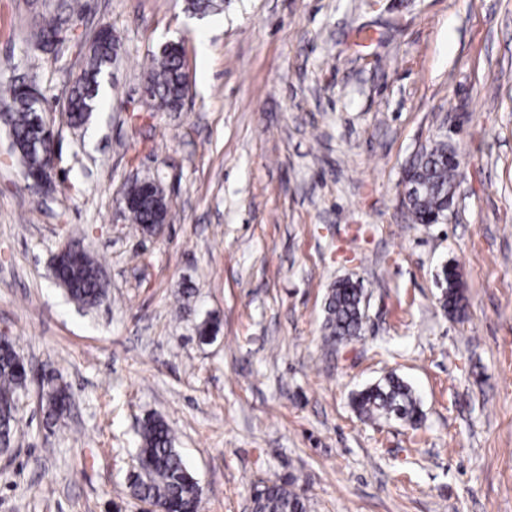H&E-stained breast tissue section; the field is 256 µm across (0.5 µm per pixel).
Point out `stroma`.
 Masks as SVG:
<instances>
[{
  "mask_svg": "<svg viewBox=\"0 0 512 512\" xmlns=\"http://www.w3.org/2000/svg\"><path fill=\"white\" fill-rule=\"evenodd\" d=\"M69 3L0 0V86L43 91L60 151L33 193L0 127V335L72 393L52 425L29 382L0 512H142L127 485L154 413L202 512H252L255 484L291 474L308 512H512V0H224L216 29L180 0ZM51 17L62 42L45 53L33 33ZM102 27L110 105L81 132L65 93ZM178 41L191 93L162 111L143 84ZM439 139L460 158L454 203L417 224L403 171ZM148 174L170 201L150 235L121 214ZM68 240L104 272L95 308L51 276ZM449 262L459 317L439 303ZM344 278L366 319L331 347L325 301ZM391 373L417 424L352 409Z\"/></svg>",
  "mask_w": 512,
  "mask_h": 512,
  "instance_id": "35a3bbf8",
  "label": "stroma"
}]
</instances>
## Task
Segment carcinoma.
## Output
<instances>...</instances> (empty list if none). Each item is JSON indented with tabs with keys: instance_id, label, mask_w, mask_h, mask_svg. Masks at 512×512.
Here are the masks:
<instances>
[{
	"instance_id": "obj_1",
	"label": "carcinoma",
	"mask_w": 512,
	"mask_h": 512,
	"mask_svg": "<svg viewBox=\"0 0 512 512\" xmlns=\"http://www.w3.org/2000/svg\"><path fill=\"white\" fill-rule=\"evenodd\" d=\"M224 0H183V10L190 16H208L223 11ZM61 23L54 18L45 22L35 34V46L45 52L54 47V37L60 34ZM117 54V47L91 39L80 75L73 81L67 94L70 125L74 129L86 127L95 112L100 110L103 97L100 85L103 73ZM190 90L185 69L184 54L175 47L164 49L154 58L145 83V91L160 109L176 111L183 93ZM44 106L31 103L27 89L10 83L0 95V113H5L15 137V157L23 170L39 168L46 151L39 122ZM459 167L458 155L444 141H436L418 153L417 183L423 185L411 206V215L417 223L431 217L447 214L455 197V178ZM151 177L138 179L126 187V194L139 199L135 208L128 210V218L148 233L154 225L168 219L169 211L154 208L145 188ZM97 261L82 251L79 263L64 276L62 284L70 301L81 308L95 307L107 296L106 285L98 281ZM441 307L452 315L464 311L461 279L458 269L448 265L440 275ZM364 289L351 279L339 280L330 288L326 301L324 328L327 340L339 344L357 338L363 321L360 315ZM25 362L13 341L0 339V446L10 449L16 440L18 422L15 402L27 388ZM41 404L46 419L56 422L63 418L70 406V394L58 377H49L44 383ZM353 409L366 418L395 417L413 423L419 416V405L411 388L391 374L361 390L352 398ZM137 472L131 477L130 495L153 510L165 512H200L199 483L174 446L172 430L160 416L143 419L136 449ZM296 478L269 481L256 486L253 496L254 512H308L306 499L294 489Z\"/></svg>"
}]
</instances>
